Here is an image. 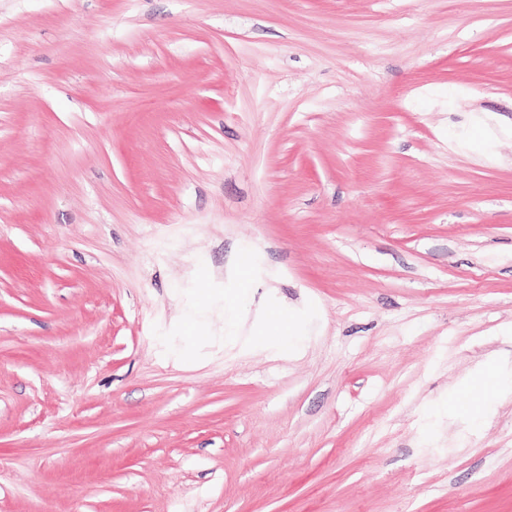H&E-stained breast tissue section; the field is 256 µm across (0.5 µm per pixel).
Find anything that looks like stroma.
<instances>
[{
  "label": "stroma",
  "instance_id": "1",
  "mask_svg": "<svg viewBox=\"0 0 512 512\" xmlns=\"http://www.w3.org/2000/svg\"><path fill=\"white\" fill-rule=\"evenodd\" d=\"M0 512H512V0H0Z\"/></svg>",
  "mask_w": 512,
  "mask_h": 512
}]
</instances>
